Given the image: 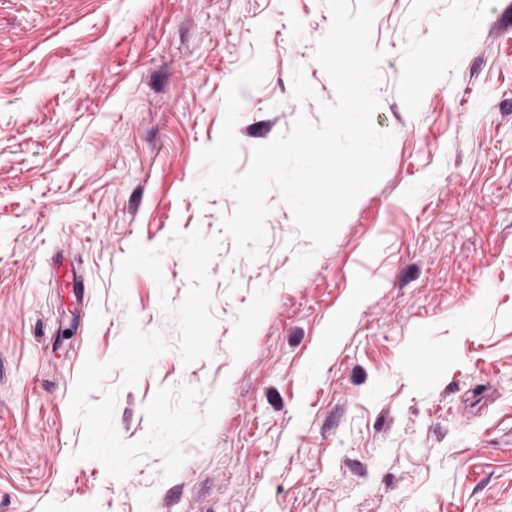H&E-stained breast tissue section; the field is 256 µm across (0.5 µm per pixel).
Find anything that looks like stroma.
I'll return each instance as SVG.
<instances>
[{"mask_svg":"<svg viewBox=\"0 0 512 512\" xmlns=\"http://www.w3.org/2000/svg\"><path fill=\"white\" fill-rule=\"evenodd\" d=\"M368 2L392 151L292 281L311 243L278 191L253 260L222 234L234 198L189 187L258 23L267 75L241 91L236 173L334 102L314 59L325 0H0V512H512V0ZM452 26L467 38L450 56ZM175 229L221 239L211 355L188 365L155 280L116 287L134 243ZM61 258L78 295L51 284ZM131 316L167 349L89 395L119 388L122 440L146 434L160 388H196L200 413L225 390L168 479L158 454L122 479L72 459L79 372L113 357Z\"/></svg>","mask_w":512,"mask_h":512,"instance_id":"stroma-1","label":"stroma"}]
</instances>
